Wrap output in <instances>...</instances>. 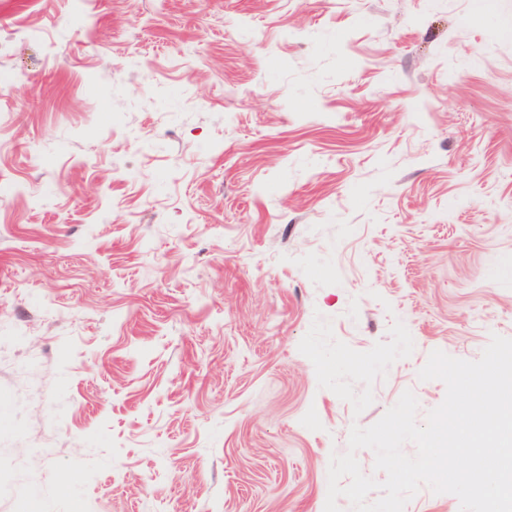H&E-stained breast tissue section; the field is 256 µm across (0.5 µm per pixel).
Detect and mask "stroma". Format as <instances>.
Instances as JSON below:
<instances>
[{
	"label": "stroma",
	"mask_w": 512,
	"mask_h": 512,
	"mask_svg": "<svg viewBox=\"0 0 512 512\" xmlns=\"http://www.w3.org/2000/svg\"><path fill=\"white\" fill-rule=\"evenodd\" d=\"M512 338V0H0V512H324Z\"/></svg>",
	"instance_id": "1"
}]
</instances>
